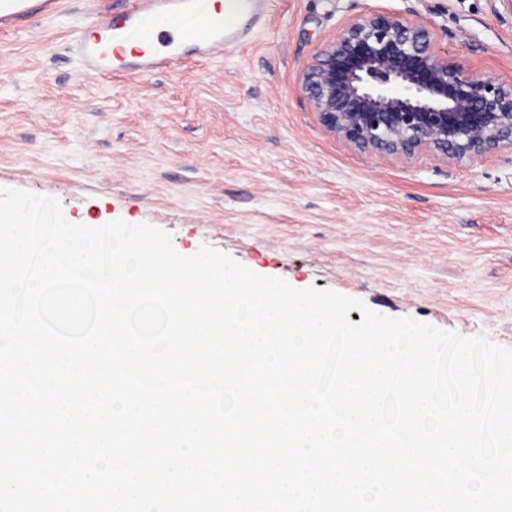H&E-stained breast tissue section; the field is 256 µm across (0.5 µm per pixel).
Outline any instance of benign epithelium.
Listing matches in <instances>:
<instances>
[{"mask_svg":"<svg viewBox=\"0 0 512 512\" xmlns=\"http://www.w3.org/2000/svg\"><path fill=\"white\" fill-rule=\"evenodd\" d=\"M302 86L323 125L360 153L429 151L453 163L512 149V83L466 72L400 13L347 23L307 66Z\"/></svg>","mask_w":512,"mask_h":512,"instance_id":"obj_1","label":"benign epithelium"}]
</instances>
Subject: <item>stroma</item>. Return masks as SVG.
Wrapping results in <instances>:
<instances>
[{
	"label": "stroma",
	"mask_w": 512,
	"mask_h": 512,
	"mask_svg": "<svg viewBox=\"0 0 512 512\" xmlns=\"http://www.w3.org/2000/svg\"><path fill=\"white\" fill-rule=\"evenodd\" d=\"M119 0H65L0 33V188L72 223L147 222L293 287L328 288L512 348V150L459 163L363 154L301 88L347 22L398 12L469 72L512 81V0H273L247 46L145 78L86 77L76 26Z\"/></svg>",
	"instance_id": "1"
}]
</instances>
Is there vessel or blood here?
<instances>
[{
	"instance_id": "obj_1",
	"label": "vessel or blood",
	"mask_w": 512,
	"mask_h": 512,
	"mask_svg": "<svg viewBox=\"0 0 512 512\" xmlns=\"http://www.w3.org/2000/svg\"><path fill=\"white\" fill-rule=\"evenodd\" d=\"M272 0H127L83 21L68 43L86 74L148 76L169 72L189 58L209 59L243 46ZM61 0H0V31L50 17Z\"/></svg>"
}]
</instances>
